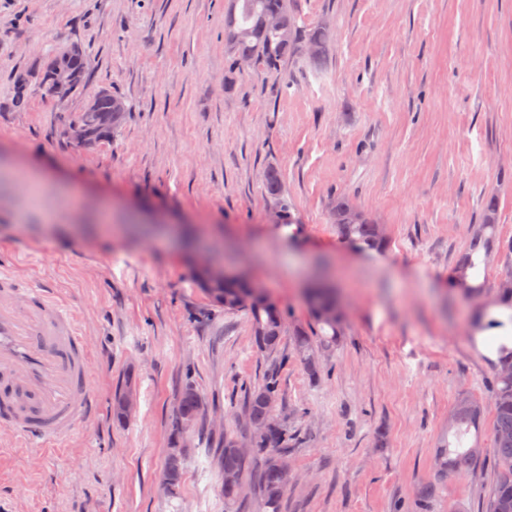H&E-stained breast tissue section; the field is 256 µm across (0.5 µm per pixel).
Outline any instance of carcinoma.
Returning <instances> with one entry per match:
<instances>
[{
	"label": "carcinoma",
	"mask_w": 512,
	"mask_h": 512,
	"mask_svg": "<svg viewBox=\"0 0 512 512\" xmlns=\"http://www.w3.org/2000/svg\"><path fill=\"white\" fill-rule=\"evenodd\" d=\"M290 0H231L226 13V27L229 33L227 43L234 62H249L276 73L291 56L305 55L303 47L316 40L321 45L327 43V30L316 26L302 30L296 26L289 5ZM277 15L288 22L291 37L283 41L279 32L265 25L264 20ZM264 186L273 207L283 213L282 225L299 224L293 213L294 207L288 203L278 168L269 166L264 173ZM336 205L328 210L331 223L343 240L357 245L363 250L381 249L385 246V235L381 225L373 221L348 197H334ZM498 202L493 196L487 198L477 231L472 236L466 250L457 260L451 281L454 285L470 292L479 293L484 283L480 282L481 266L487 263L496 241ZM200 288L217 306L228 313L244 311L250 324L256 346L268 353L278 351L284 332L282 311L276 302L255 301L251 297L252 285L226 280L213 282L203 272L196 273ZM306 302L319 327V343H314L308 331L302 327L294 330L295 350L302 361L308 376L315 380L320 374L318 350L334 347L339 335L340 314L336 311L334 290L323 291L314 297H306ZM512 322V316L501 312L485 313L479 329L492 331ZM499 363L496 364L492 380L494 407V444L498 480L488 501L486 512H512V369L505 372L503 366L512 365V349L502 344L498 348ZM280 393L278 376L269 373L257 386L248 390L244 400V411L250 427H262L268 439H253L251 447H231L234 438L224 436L220 450L221 466L224 475L242 474L248 466L259 461L254 477L261 505L266 512H281V504L288 493L282 483L280 460L288 452L292 438L288 429L274 414V402ZM203 400L190 377L178 394L177 408L173 415V450L169 454L164 477L171 488L181 482L183 473L186 439L197 425ZM482 407L475 397L463 393L458 396L448 416V432L460 438L472 428H478L482 417ZM477 445L470 447L448 443L440 449L439 471L452 470L457 473L475 466L481 456L474 454Z\"/></svg>",
	"instance_id": "obj_1"
}]
</instances>
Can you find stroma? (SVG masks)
<instances>
[{"label":"stroma","mask_w":512,"mask_h":512,"mask_svg":"<svg viewBox=\"0 0 512 512\" xmlns=\"http://www.w3.org/2000/svg\"><path fill=\"white\" fill-rule=\"evenodd\" d=\"M301 27H328L320 65L237 67L229 0H0V262L77 313L93 411L65 445L29 448L0 426V512H261L251 475L221 494L225 435L280 363L275 412L299 443L282 512H395L420 486L430 512H484L498 473L493 412L484 455L439 478L459 394L489 401L494 368L473 342L481 311L449 276L498 199L512 239V0H291ZM76 44L84 94L60 104L14 76ZM110 87L128 114L111 141L62 136L88 94ZM282 175L301 232L271 223L263 174ZM345 195L387 244L361 252L327 215ZM244 270L283 311L275 357L245 312L212 305L188 250ZM331 271L340 336L311 381L291 332L312 323L304 290ZM204 402L177 493L163 477L184 376ZM135 408L112 419L117 385Z\"/></svg>","instance_id":"35a3bbf8"}]
</instances>
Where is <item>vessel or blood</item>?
I'll return each mask as SVG.
<instances>
[{"mask_svg": "<svg viewBox=\"0 0 512 512\" xmlns=\"http://www.w3.org/2000/svg\"><path fill=\"white\" fill-rule=\"evenodd\" d=\"M91 383L73 311L0 265V425L29 447L59 446L91 411Z\"/></svg>", "mask_w": 512, "mask_h": 512, "instance_id": "1", "label": "vessel or blood"}]
</instances>
